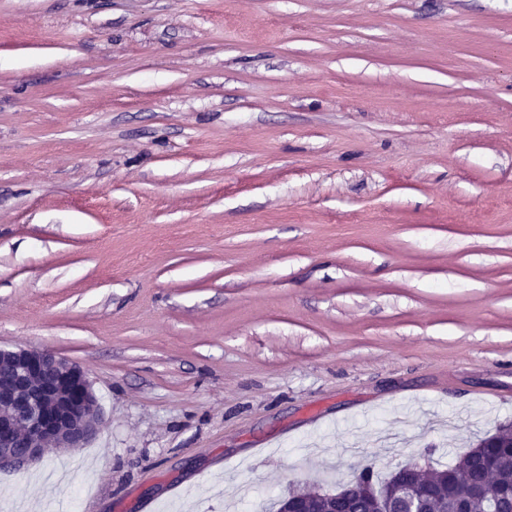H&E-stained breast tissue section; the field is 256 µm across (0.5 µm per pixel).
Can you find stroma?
Wrapping results in <instances>:
<instances>
[{
	"label": "stroma",
	"instance_id": "obj_1",
	"mask_svg": "<svg viewBox=\"0 0 512 512\" xmlns=\"http://www.w3.org/2000/svg\"><path fill=\"white\" fill-rule=\"evenodd\" d=\"M0 347L103 418L0 512H269L512 423V0H0Z\"/></svg>",
	"mask_w": 512,
	"mask_h": 512
}]
</instances>
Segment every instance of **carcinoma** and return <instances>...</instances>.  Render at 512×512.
I'll use <instances>...</instances> for the list:
<instances>
[{
	"label": "carcinoma",
	"mask_w": 512,
	"mask_h": 512,
	"mask_svg": "<svg viewBox=\"0 0 512 512\" xmlns=\"http://www.w3.org/2000/svg\"><path fill=\"white\" fill-rule=\"evenodd\" d=\"M494 465L496 481L495 498L497 512H512V428L503 426L498 438L488 442L482 438L467 451L457 456L456 462L446 469L430 475L418 473L412 483L429 492L428 512H457V494L469 492L467 512H489L488 499L479 491L485 471L484 463ZM358 486L350 489L341 500H328L318 492L311 493V503L318 512L331 508L333 512H372L373 498L369 488L373 485V473L363 469L355 474Z\"/></svg>",
	"instance_id": "1"
}]
</instances>
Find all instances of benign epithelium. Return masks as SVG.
<instances>
[{"label":"benign epithelium","mask_w":512,"mask_h":512,"mask_svg":"<svg viewBox=\"0 0 512 512\" xmlns=\"http://www.w3.org/2000/svg\"><path fill=\"white\" fill-rule=\"evenodd\" d=\"M100 421L98 400L85 371L47 349L0 348V470H21L44 449L83 448ZM400 467L389 487L372 490L377 512H424L421 495L410 490L409 472ZM279 512H310L303 498L281 499Z\"/></svg>","instance_id":"benign-epithelium-1"}]
</instances>
